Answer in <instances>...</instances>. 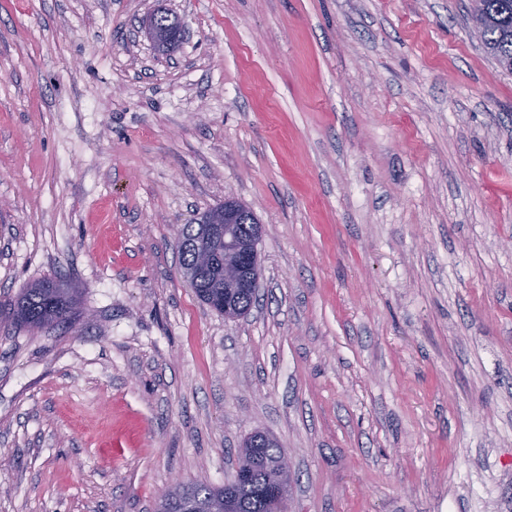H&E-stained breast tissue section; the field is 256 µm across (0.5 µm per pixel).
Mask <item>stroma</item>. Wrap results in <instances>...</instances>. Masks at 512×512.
Returning a JSON list of instances; mask_svg holds the SVG:
<instances>
[{
  "instance_id": "35a3bbf8",
  "label": "stroma",
  "mask_w": 512,
  "mask_h": 512,
  "mask_svg": "<svg viewBox=\"0 0 512 512\" xmlns=\"http://www.w3.org/2000/svg\"><path fill=\"white\" fill-rule=\"evenodd\" d=\"M472 0H0V512H156L245 438L288 512H512V73ZM165 8L170 55L139 31ZM252 208L257 303L183 225ZM220 205L204 213L198 220V224H186L180 230L178 249L184 272L194 271L197 280L188 282L196 297L220 313H224V288H247L255 292L259 287L261 269L258 263V244L263 236L262 224L253 223L254 231L251 236L252 225L241 224L237 227V236L246 241H238L234 235V226L239 218H245L247 210L245 206L225 200ZM223 206L224 211V264L225 258L231 261L227 273L224 272V288L221 273L216 270H203L197 266V244L206 233L208 224L205 221L208 214ZM178 234V239H179ZM228 283V287L225 283ZM222 300V304L219 302ZM0 308L9 310L18 324L41 329L73 314V292L60 282L44 279L24 288L14 298H1Z\"/></svg>"
}]
</instances>
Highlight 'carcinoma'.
Masks as SVG:
<instances>
[{"label": "carcinoma", "instance_id": "obj_1", "mask_svg": "<svg viewBox=\"0 0 512 512\" xmlns=\"http://www.w3.org/2000/svg\"><path fill=\"white\" fill-rule=\"evenodd\" d=\"M474 14L483 17L485 27L480 34L486 52L504 69L512 72V0H476ZM186 224L180 230L178 249L182 268L196 273V281L189 283L196 297L222 313L224 305L223 279L216 270L197 266V244L206 233L203 224ZM0 308L11 312L13 319L30 329H41L67 320L74 310L71 289L63 284L44 279L23 289L14 298L0 301ZM269 474L265 465L258 466L246 484L228 492L205 484L187 483L176 496L166 493L160 500L158 512H224V497H229L232 512H269Z\"/></svg>", "mask_w": 512, "mask_h": 512}]
</instances>
